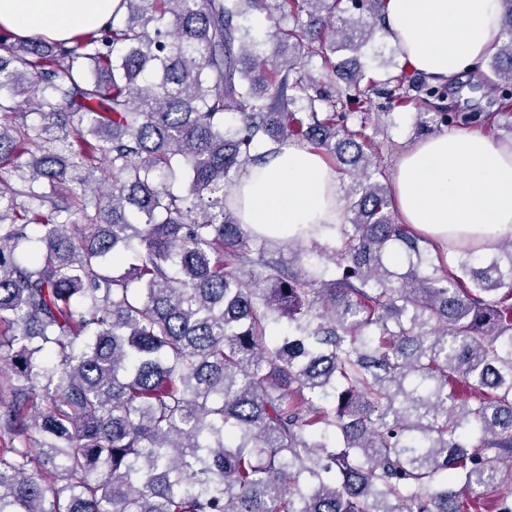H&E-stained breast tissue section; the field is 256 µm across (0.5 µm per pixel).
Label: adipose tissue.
Wrapping results in <instances>:
<instances>
[{"label":"adipose tissue","instance_id":"ef3b65f1","mask_svg":"<svg viewBox=\"0 0 512 512\" xmlns=\"http://www.w3.org/2000/svg\"><path fill=\"white\" fill-rule=\"evenodd\" d=\"M119 0H0V30L66 42L111 20ZM384 27L404 59L450 84L495 54L497 0H385ZM402 223L447 256L494 252L512 237V143L469 131L426 138L401 155L392 176ZM239 223L272 239L310 224H339L344 200L335 169L309 147L282 146L265 167L248 169L231 190Z\"/></svg>","mask_w":512,"mask_h":512}]
</instances>
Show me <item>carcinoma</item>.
<instances>
[{
	"instance_id": "obj_1",
	"label": "carcinoma",
	"mask_w": 512,
	"mask_h": 512,
	"mask_svg": "<svg viewBox=\"0 0 512 512\" xmlns=\"http://www.w3.org/2000/svg\"><path fill=\"white\" fill-rule=\"evenodd\" d=\"M120 7L68 44L0 33V113L17 114L22 90L42 120L0 122V159L42 142L14 172L51 205L32 235L7 223L15 193L0 184V350L15 381L0 427L23 438L0 448V512H476L462 499L511 487L512 239L450 269L395 217L351 122L377 95L409 102L407 75L379 89L354 70L331 94L302 68L359 51L369 6ZM499 7L501 112H419L422 131L512 130V0ZM252 10L293 19L268 53L240 23ZM74 121L62 158L51 135ZM290 139L351 178L344 223L302 231L313 249L338 237L334 279L304 267L302 239L275 259L232 213L239 173ZM67 180L94 193V213L53 200ZM395 248L400 277L385 264Z\"/></svg>"
}]
</instances>
